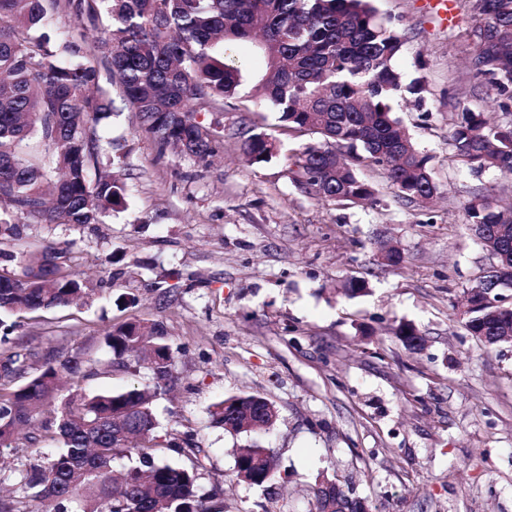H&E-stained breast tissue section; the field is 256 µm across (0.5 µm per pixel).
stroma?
<instances>
[{"label":"stroma","mask_w":512,"mask_h":512,"mask_svg":"<svg viewBox=\"0 0 512 512\" xmlns=\"http://www.w3.org/2000/svg\"><path fill=\"white\" fill-rule=\"evenodd\" d=\"M404 45L395 61L420 81L423 103L395 115L431 157L430 203L398 196L382 167H362L375 203L339 205L295 179L290 155L304 137L282 134L278 114L242 91L249 118L279 141L269 162L249 163L234 107L204 112L224 127L214 157L158 154L134 112L112 116V170L128 186L124 208L100 224H36L0 245V269L46 245L64 249L92 290L65 308L20 313L18 346L44 357L98 361L83 392L145 383L119 368L105 332L130 319L163 322L173 382L153 409L163 443L193 437L206 454L203 491L220 488L224 512H311L322 476L335 477L372 512H512V341L487 350L467 332L464 298L496 258L472 230L465 204L512 205V175L458 163L448 144L460 107L484 108L465 63L469 0L444 27L425 0H371ZM397 246L400 266L382 259ZM366 281L348 296L345 283ZM136 296L116 305L118 295ZM416 326L422 345L395 336ZM257 394L278 410L273 431L233 434L212 420L217 402ZM270 448L281 477L260 489L236 481L238 449Z\"/></svg>","instance_id":"1"}]
</instances>
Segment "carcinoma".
I'll use <instances>...</instances> for the list:
<instances>
[{
  "label": "carcinoma",
  "mask_w": 512,
  "mask_h": 512,
  "mask_svg": "<svg viewBox=\"0 0 512 512\" xmlns=\"http://www.w3.org/2000/svg\"><path fill=\"white\" fill-rule=\"evenodd\" d=\"M473 23L466 32L472 53L466 68L485 89L489 105L456 113L448 145L473 172L495 167L512 173V0H470ZM100 23L97 49L119 84L123 101L139 118V130L160 152L179 150L206 161L224 129L197 119L219 112L239 97L246 74L226 61L242 42L263 59L256 76L265 104L279 113L283 130L316 139L291 156L298 181L316 196L338 204L372 200L375 190L360 175L371 163L386 170L399 197L410 203L437 193L431 157L422 153L394 115L397 98L417 94L393 66L402 36L378 16L370 0H0V213L20 214L40 224H100L121 207L126 185L103 163L112 142L99 134L116 112L98 67L72 41L51 43L46 28L61 8ZM237 135L250 160L269 161L276 142L246 118ZM469 224L502 269L512 268V208L503 211L482 196L466 206ZM64 252L47 245L30 256L21 274L0 272V447L26 434L33 447L18 490L48 503L54 512H222L199 494L202 449L162 445L155 435L151 388L130 387L93 394L75 392L55 405L60 376L76 375V361L49 358L32 374V353L15 345L19 311H47L87 295L82 277L64 266ZM486 350L494 336H512V311L466 322ZM163 323L131 321L104 337L113 363L142 364L154 388L172 376L173 357L163 341ZM408 348L420 346L416 328L397 333ZM239 404L269 424L272 402L252 395L215 405V422L226 424L224 404ZM47 437L63 451L39 448ZM190 457L173 466L167 455ZM131 460L113 475L112 462ZM236 478L263 486L280 477L267 448L239 450ZM314 512H371L336 478L314 492Z\"/></svg>",
  "instance_id": "1"
}]
</instances>
